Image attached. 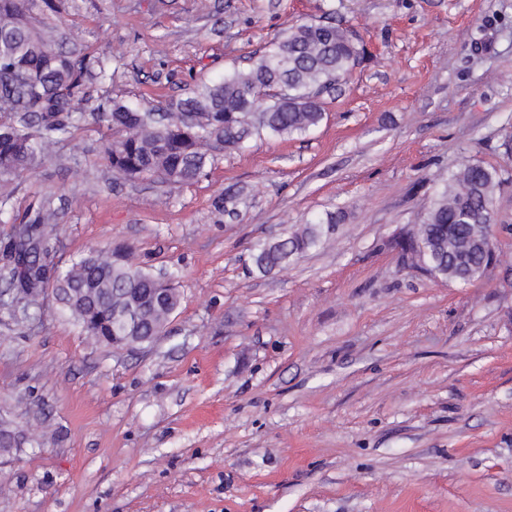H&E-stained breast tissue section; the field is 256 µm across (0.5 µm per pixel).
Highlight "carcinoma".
I'll return each instance as SVG.
<instances>
[{"label":"carcinoma","mask_w":512,"mask_h":512,"mask_svg":"<svg viewBox=\"0 0 512 512\" xmlns=\"http://www.w3.org/2000/svg\"><path fill=\"white\" fill-rule=\"evenodd\" d=\"M60 13L57 0H0V198L11 194L10 181L42 165L52 147L75 123L90 115L113 131L104 150L109 168L119 179L156 177L180 185L199 177L218 153L235 150L254 136L302 135L323 119L319 101L360 62L364 48L353 32L339 23H299L249 67L232 68L224 78L205 84L164 107L135 109L120 102L90 110V86L110 77L112 60L58 44ZM498 172L467 162L448 175L416 236L404 250L415 252L420 240L422 261L436 276L467 283L482 276L493 260L486 249L484 225L495 222L494 193ZM51 208L42 205L27 221L14 227L11 257L13 287L30 296L42 283L44 259L52 251L48 226ZM322 242V228L309 224L302 231L258 243L253 264L263 272L282 267L296 255ZM57 290L84 288L83 305L64 306L87 335L109 344L104 321L112 305L121 302L116 288L147 296L154 288L171 289L130 262L121 250L92 249L74 260L57 277ZM166 311L148 314L138 333L140 344Z\"/></svg>","instance_id":"carcinoma-1"}]
</instances>
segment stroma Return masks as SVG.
Returning <instances> with one entry per match:
<instances>
[{
  "label": "stroma",
  "mask_w": 512,
  "mask_h": 512,
  "mask_svg": "<svg viewBox=\"0 0 512 512\" xmlns=\"http://www.w3.org/2000/svg\"><path fill=\"white\" fill-rule=\"evenodd\" d=\"M112 59L92 104L220 81L302 22L366 54L305 134L195 181L113 183L105 125L72 128L0 205V512H512V0H64ZM495 168L498 261L461 285L401 244L450 171ZM51 199L47 279L11 286L12 228ZM340 219L263 274L254 246ZM172 275L156 340L91 343L55 288L93 248Z\"/></svg>",
  "instance_id": "1"
}]
</instances>
